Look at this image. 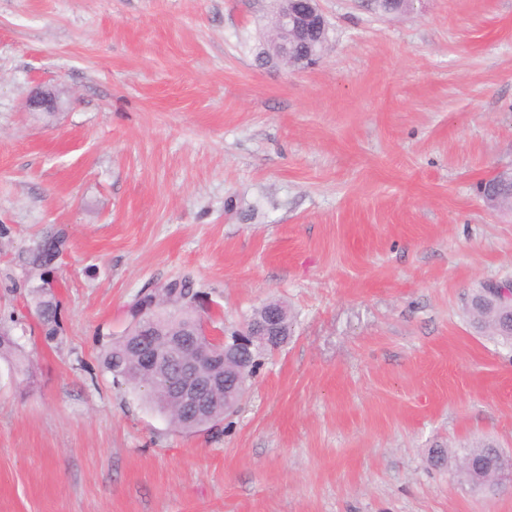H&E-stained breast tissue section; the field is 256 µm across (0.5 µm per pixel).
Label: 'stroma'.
Here are the masks:
<instances>
[{
	"label": "stroma",
	"mask_w": 512,
	"mask_h": 512,
	"mask_svg": "<svg viewBox=\"0 0 512 512\" xmlns=\"http://www.w3.org/2000/svg\"><path fill=\"white\" fill-rule=\"evenodd\" d=\"M274 7L0 0V325L27 364L0 359V512H512V482L429 458L512 455V346L466 313L512 281V215L478 190L512 165V0H320L305 69L258 59ZM184 277L212 327L291 318L193 433L102 363ZM65 245V236L61 233L46 238L36 248L21 256L22 262L31 271L43 270ZM470 458L481 473H483L482 481L475 483L473 477L462 468V474L458 470L460 476L473 487L479 489L494 490L501 485V481L505 475L512 472V458L504 455L497 446L490 441H479L471 444L464 449L462 456L459 458Z\"/></svg>",
	"instance_id": "stroma-1"
}]
</instances>
